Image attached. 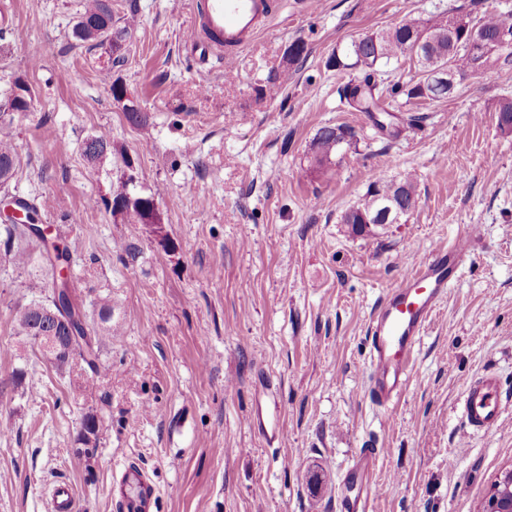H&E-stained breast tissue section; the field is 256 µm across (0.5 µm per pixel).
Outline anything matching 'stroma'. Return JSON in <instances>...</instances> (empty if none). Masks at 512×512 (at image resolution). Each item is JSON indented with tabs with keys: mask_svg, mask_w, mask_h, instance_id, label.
<instances>
[{
	"mask_svg": "<svg viewBox=\"0 0 512 512\" xmlns=\"http://www.w3.org/2000/svg\"><path fill=\"white\" fill-rule=\"evenodd\" d=\"M4 2L25 37L5 38L0 93L17 77L37 93L13 122L21 164L8 195L44 202L38 224L73 255L76 302L93 317L111 298L112 333L99 374L57 370L16 330V309L43 290L41 262L14 264L0 247V512H50L62 480L76 512H113L112 482L131 462L159 490L153 512H340L365 448L376 512H483L512 468V408L474 436L460 402L485 371L512 399V134L496 112L512 98V63L457 76L440 101L397 99L424 120L392 139L341 102L352 73L326 61L401 21L492 12L512 23V0H281L287 24L206 62L182 40L191 0H137L126 62L111 69L137 123L112 98L106 56L70 38L83 0ZM296 42L305 52L292 62ZM336 125L352 143L317 167L316 135ZM100 132L112 155L93 166L82 142ZM406 172L413 212L372 236L341 224L373 175ZM122 185L156 200L159 223L100 206ZM468 224L479 235L407 387L380 406L368 391L373 311L415 257ZM258 415L283 438L259 433Z\"/></svg>",
	"mask_w": 512,
	"mask_h": 512,
	"instance_id": "stroma-1",
	"label": "stroma"
}]
</instances>
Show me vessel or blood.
Wrapping results in <instances>:
<instances>
[{
  "label": "vessel or blood",
  "instance_id": "1",
  "mask_svg": "<svg viewBox=\"0 0 512 512\" xmlns=\"http://www.w3.org/2000/svg\"><path fill=\"white\" fill-rule=\"evenodd\" d=\"M279 12L278 0H202L185 42L201 60L230 57ZM474 238V226H467L453 247L436 249L418 260L376 307L369 331V393L376 403L388 405L403 391L421 336ZM505 407L495 373L481 374L466 383L461 418L470 434L484 435L495 429ZM372 460V454L364 452L351 465L340 499L341 512H375L376 489L369 477ZM119 481L127 491L115 502V512H150L154 488L145 471L139 465H129ZM75 504L70 483L54 486L51 512H75Z\"/></svg>",
  "mask_w": 512,
  "mask_h": 512
}]
</instances>
